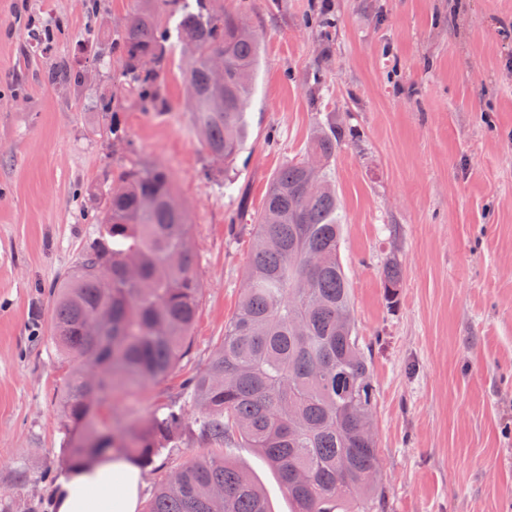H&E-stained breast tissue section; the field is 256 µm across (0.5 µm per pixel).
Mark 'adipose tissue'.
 <instances>
[{"label": "adipose tissue", "mask_w": 512, "mask_h": 512, "mask_svg": "<svg viewBox=\"0 0 512 512\" xmlns=\"http://www.w3.org/2000/svg\"><path fill=\"white\" fill-rule=\"evenodd\" d=\"M139 468L116 455L69 472L53 494L55 512H141Z\"/></svg>", "instance_id": "obj_1"}]
</instances>
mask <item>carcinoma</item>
<instances>
[{
	"instance_id": "obj_1",
	"label": "carcinoma",
	"mask_w": 512,
	"mask_h": 512,
	"mask_svg": "<svg viewBox=\"0 0 512 512\" xmlns=\"http://www.w3.org/2000/svg\"><path fill=\"white\" fill-rule=\"evenodd\" d=\"M216 0H141L112 35L122 97L163 108L158 78L176 46L187 51L195 89L192 123L214 166L229 170L246 150L258 44L242 11ZM224 54V88L212 83V57ZM345 132L331 122L306 154L273 176L255 217L248 283L224 339L188 382L196 413L170 406L143 423L106 431L99 412L112 394L167 375L190 350L202 283L187 212L168 171L131 161L112 185L91 186L92 223L101 230L81 261L52 289L50 340L69 363L59 407L82 467L114 454L154 465L185 432L220 447L238 439L279 474L297 512H373L382 492L373 427L376 389L359 346L349 279L340 257L341 204L332 163ZM111 269V278L99 275ZM403 281L396 259L382 270L387 296ZM145 512H271L260 488L217 455L192 458L156 484Z\"/></svg>"
}]
</instances>
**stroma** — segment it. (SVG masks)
<instances>
[{
	"label": "stroma",
	"instance_id": "1",
	"mask_svg": "<svg viewBox=\"0 0 512 512\" xmlns=\"http://www.w3.org/2000/svg\"><path fill=\"white\" fill-rule=\"evenodd\" d=\"M261 46L248 148L231 189L192 126L178 64L162 111L119 109L102 136L113 68L84 44L120 30L135 0H0V512H52L68 473L59 397L70 367L49 339L52 285L97 232L78 198L139 161L165 167L188 210L203 290L192 346L166 378L116 394L106 420L139 422L189 400L235 315L253 218L272 175L318 126L346 139L333 178L356 333L377 388L382 512H512V0H246ZM326 11L330 28L309 25ZM55 31L42 48L30 24ZM62 60L80 87L51 81ZM404 279L381 284L389 256ZM184 435L142 472L208 452ZM271 512L296 506L256 449L220 450Z\"/></svg>",
	"mask_w": 512,
	"mask_h": 512
}]
</instances>
